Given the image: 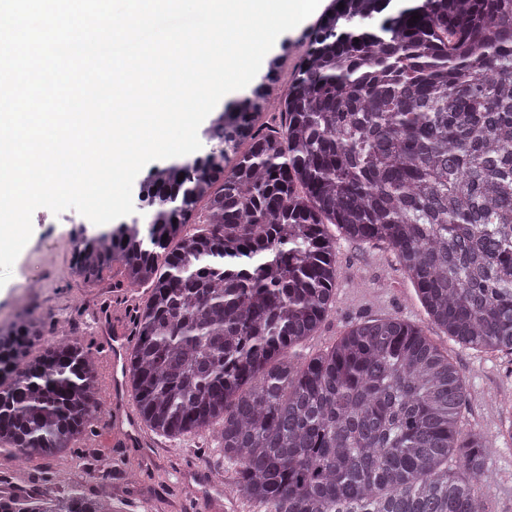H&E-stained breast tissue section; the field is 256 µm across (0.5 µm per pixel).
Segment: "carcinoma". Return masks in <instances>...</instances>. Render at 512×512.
Instances as JSON below:
<instances>
[{"mask_svg":"<svg viewBox=\"0 0 512 512\" xmlns=\"http://www.w3.org/2000/svg\"><path fill=\"white\" fill-rule=\"evenodd\" d=\"M335 3L279 128L255 129L269 78L223 109L208 151L149 173L142 216L76 239L74 269L120 261L151 284L125 374L141 419L216 432L261 512H497L494 449L460 428L466 377L429 330L512 355V0ZM201 202L204 228L182 234ZM330 224L393 250L427 325L360 320L299 365L335 295ZM41 337L33 316L0 329V445L25 459L71 448L101 407L91 352L31 360ZM0 512L112 506L76 490Z\"/></svg>","mask_w":512,"mask_h":512,"instance_id":"carcinoma-1","label":"carcinoma"}]
</instances>
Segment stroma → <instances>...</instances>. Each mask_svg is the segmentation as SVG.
Listing matches in <instances>:
<instances>
[{
	"label": "stroma",
	"instance_id": "35a3bbf8",
	"mask_svg": "<svg viewBox=\"0 0 512 512\" xmlns=\"http://www.w3.org/2000/svg\"><path fill=\"white\" fill-rule=\"evenodd\" d=\"M319 19V14H312L281 34L272 47L270 55L280 61L282 83H291ZM85 222L72 209L59 216L45 208L34 212L32 236L10 279L0 287V325L10 324L26 309L45 320L43 344L76 342L95 353L113 334L134 337L136 313L151 288L129 287L118 262L88 280L72 276L69 242ZM336 265L340 271L336 302L314 335L296 347L299 360L330 349L351 324L364 318L398 316L425 324L415 288L387 245L337 237ZM435 340L468 381L470 403L464 427L483 431L495 447L496 508L512 512V439L497 434L506 418L503 400L512 395V361L497 352L460 347L440 334ZM81 455L111 460L108 476L89 482L88 488L108 493L115 512H234V503L243 500L235 487L233 466L209 435L170 440L142 425L129 436L115 425L107 407L81 440L79 455L22 460L0 448V487L11 495L29 492L47 502L57 501L73 489V472Z\"/></svg>",
	"mask_w": 512,
	"mask_h": 512
}]
</instances>
